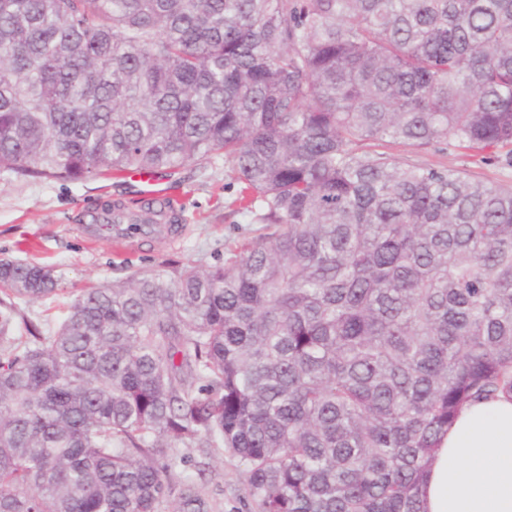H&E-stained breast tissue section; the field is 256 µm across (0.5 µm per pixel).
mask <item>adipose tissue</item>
I'll use <instances>...</instances> for the list:
<instances>
[{
  "mask_svg": "<svg viewBox=\"0 0 512 512\" xmlns=\"http://www.w3.org/2000/svg\"><path fill=\"white\" fill-rule=\"evenodd\" d=\"M422 499L425 512H512V399L462 409L427 469Z\"/></svg>",
  "mask_w": 512,
  "mask_h": 512,
  "instance_id": "1",
  "label": "adipose tissue"
}]
</instances>
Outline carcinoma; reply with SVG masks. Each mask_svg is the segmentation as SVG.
<instances>
[{"mask_svg": "<svg viewBox=\"0 0 512 512\" xmlns=\"http://www.w3.org/2000/svg\"><path fill=\"white\" fill-rule=\"evenodd\" d=\"M512 147V0H0V169L224 157L261 225L223 265L75 297L0 259V512H423L463 407L512 398V186L367 143ZM209 463L204 479L198 478L194 468H189L187 474L194 472L201 492L214 505V512H256L244 499L245 478L237 461L226 452L223 458H212Z\"/></svg>", "mask_w": 512, "mask_h": 512, "instance_id": "obj_1", "label": "carcinoma"}]
</instances>
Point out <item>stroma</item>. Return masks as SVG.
Instances as JSON below:
<instances>
[{
	"label": "stroma",
	"instance_id": "obj_1",
	"mask_svg": "<svg viewBox=\"0 0 512 512\" xmlns=\"http://www.w3.org/2000/svg\"><path fill=\"white\" fill-rule=\"evenodd\" d=\"M384 151L404 164L451 167L471 180L512 186V160L504 155L486 162L480 155L446 144L417 148L393 143ZM160 187L182 203L177 239L162 233L136 234L119 244L111 233L96 232L91 215L113 203L138 206L142 195L137 183L101 177L72 182L20 180L0 170V258L52 266L60 283L57 295L17 300L19 313L30 325L50 335L64 316L65 303L85 289L122 281L140 271L219 264L254 236L255 225L235 203L239 186L225 173L223 157H215L206 167L188 166L161 178ZM198 485L214 512H254L244 499L245 478L231 455L212 458Z\"/></svg>",
	"mask_w": 512,
	"mask_h": 512
}]
</instances>
